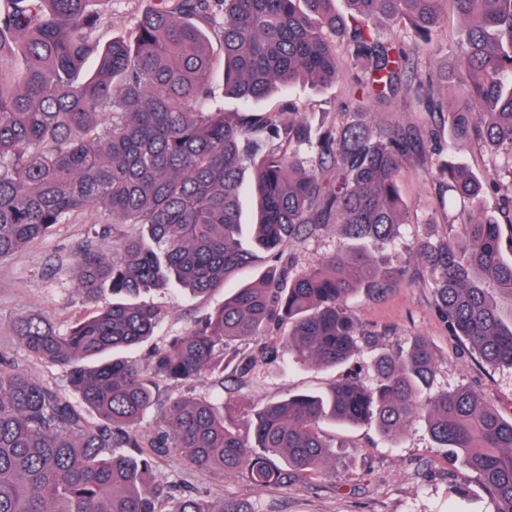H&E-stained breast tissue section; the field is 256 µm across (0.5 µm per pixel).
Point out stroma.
<instances>
[{
  "label": "stroma",
  "mask_w": 512,
  "mask_h": 512,
  "mask_svg": "<svg viewBox=\"0 0 512 512\" xmlns=\"http://www.w3.org/2000/svg\"><path fill=\"white\" fill-rule=\"evenodd\" d=\"M355 69L346 78L323 87L297 83L289 93L259 102H244L225 95L215 83L216 101L225 112H265L295 106L312 123H341L351 109L349 86ZM362 119L373 132L399 129L448 143V122L441 114L424 111L416 94L401 88L387 103H376ZM457 159L473 173L497 170L499 187L489 194L486 205L494 211L503 238L512 237V157L490 154L473 141L457 151ZM401 193L407 206L406 223L397 225L391 243L373 241L369 250L389 261L407 253L399 286L384 297L360 293L349 306L368 332L347 364L335 368L303 367L281 356L258 364L246 385L232 375L181 385L182 393L214 400H237L242 407L275 402L295 393L327 391L336 382L356 378L371 382L370 361L378 354L408 350L415 337H424L434 355V389L465 386L507 418L512 417V368L483 363L469 345L448 330L432 288V274L409 250L422 241L435 242L457 230L454 212L448 209V192L435 172L430 156L414 153L402 164ZM127 230L123 224L99 219L58 225L44 239L16 255L0 261V353L16 366L57 387L67 385L63 369L27 357L18 346L12 322L19 315L34 314L58 330H66L84 311L111 304L110 288L96 299L80 295L70 266L75 253L91 239L111 244ZM350 240L343 225L328 224L320 231L294 240L286 255L293 274L316 266L326 255L347 248ZM263 256L240 269L225 287L205 296H195L177 285L165 290L149 289L140 300L162 306L165 314L143 344L128 357L148 365L152 350L186 331L219 306L230 290L250 283L274 266ZM322 435L336 441V458L320 475L299 477L261 491L245 474L219 476L198 470L178 456L156 458L152 477L156 482L176 485L179 491L201 494L247 505L252 512H494L495 504L477 481L461 482L458 462L447 449L435 443L424 422H416L398 440L379 434L370 424L321 426Z\"/></svg>",
  "instance_id": "obj_1"
}]
</instances>
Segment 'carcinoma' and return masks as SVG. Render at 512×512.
Listing matches in <instances>:
<instances>
[{
    "instance_id": "carcinoma-1",
    "label": "carcinoma",
    "mask_w": 512,
    "mask_h": 512,
    "mask_svg": "<svg viewBox=\"0 0 512 512\" xmlns=\"http://www.w3.org/2000/svg\"><path fill=\"white\" fill-rule=\"evenodd\" d=\"M452 2L462 22L452 60L436 78L416 68ZM103 0H0V259L102 209L113 224L146 226L141 237L88 243L73 275L82 294L109 284L137 295L170 284L205 294L224 287L259 252L325 224L355 244L301 275L283 267L236 289L224 304L151 354L149 370L127 358L153 334L161 310L112 303L79 316L65 332L35 315L14 322L27 356L65 369L68 390L32 377L0 355V512H246L146 479L173 452L200 470L244 471L258 490L320 473L336 457L325 421L375 423L394 440L418 420L461 459L496 504L512 512V418L466 387L432 390V352L422 337L404 355L381 353L375 384L347 380L253 410L251 434L234 407L173 393L184 382L231 369L247 375L282 353L301 366H337L358 348L361 328L347 305L364 290L383 296L398 272L366 242L404 223L403 157H438L448 206L463 199L457 232L421 242L413 254L437 273L433 288L448 329L491 366L512 368V257L483 197L496 173L478 176L399 130L358 123L312 130L296 112H241L208 105L216 77L212 41L223 52L225 91L259 100L302 81L340 80L336 41L347 40L357 112L413 88L428 112L448 119L454 152L478 139L512 156V0H151L127 35L104 43ZM380 19L392 28L377 27ZM410 25L416 42L406 43ZM312 152L306 168L297 160ZM253 174L257 223L244 240L240 174ZM268 342L251 351L233 343ZM170 394L160 399V387ZM154 427L140 421L153 406Z\"/></svg>"
}]
</instances>
